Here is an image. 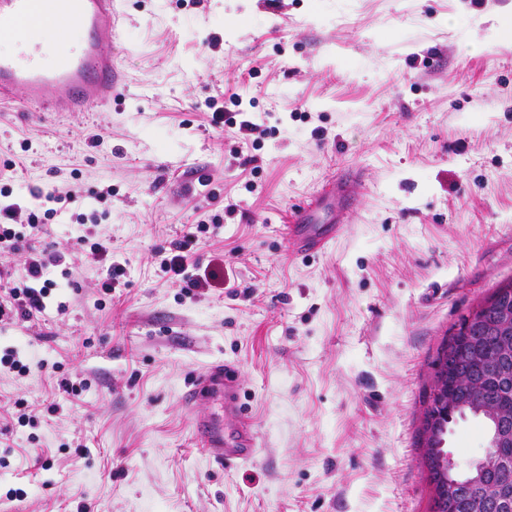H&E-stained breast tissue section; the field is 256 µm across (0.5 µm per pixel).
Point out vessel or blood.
Here are the masks:
<instances>
[{
	"mask_svg": "<svg viewBox=\"0 0 512 512\" xmlns=\"http://www.w3.org/2000/svg\"><path fill=\"white\" fill-rule=\"evenodd\" d=\"M117 4L118 0H0V39L23 47L19 55H0V103L18 100L35 112H86L110 105L124 84L118 62L122 15ZM47 14L62 20L64 30L85 35L80 45H59L49 65L41 46H29L25 29L28 22ZM359 180L355 170L331 179L329 191L341 202L333 223L316 221L326 193H314L310 203L297 209L286 226L292 251L324 250L345 232L350 217L347 204L355 199ZM238 385L236 366L214 364L196 375L182 399L192 408L216 394L232 411ZM192 426L209 462L220 468L246 464L258 452L246 418H239L230 441L225 440L223 427L210 419L193 417Z\"/></svg>",
	"mask_w": 512,
	"mask_h": 512,
	"instance_id": "b4317fda",
	"label": "vessel or blood"
}]
</instances>
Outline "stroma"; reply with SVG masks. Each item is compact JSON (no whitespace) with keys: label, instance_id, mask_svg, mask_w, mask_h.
Masks as SVG:
<instances>
[{"label":"stroma","instance_id":"obj_1","mask_svg":"<svg viewBox=\"0 0 512 512\" xmlns=\"http://www.w3.org/2000/svg\"><path fill=\"white\" fill-rule=\"evenodd\" d=\"M120 8L110 106L0 105L16 224L42 208L34 190L78 196L43 236L62 254L44 317L0 324V354L30 366L0 371V512H431L432 361L512 279V0ZM220 107L235 126L212 125ZM349 167L363 181L346 233L293 252V208ZM200 224L189 272L224 278L189 294L154 254ZM79 236L111 243L112 292ZM216 362L238 367L260 448L227 471L181 401ZM65 378L85 381L79 396ZM18 399L32 422L6 426ZM446 446L467 469L482 424Z\"/></svg>","mask_w":512,"mask_h":512}]
</instances>
